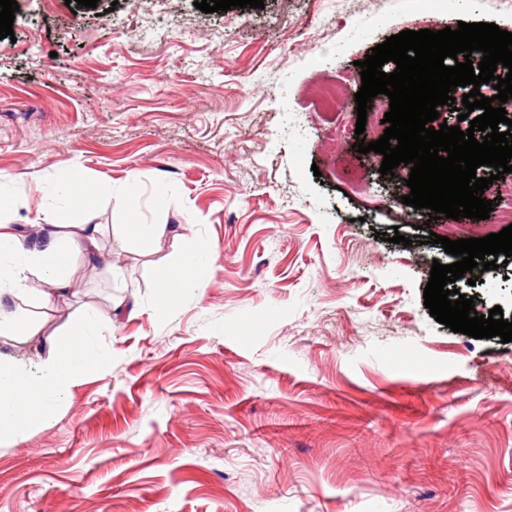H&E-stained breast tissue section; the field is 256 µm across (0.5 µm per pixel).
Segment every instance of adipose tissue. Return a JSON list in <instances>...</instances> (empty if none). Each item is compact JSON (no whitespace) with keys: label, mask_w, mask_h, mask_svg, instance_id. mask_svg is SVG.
<instances>
[{"label":"adipose tissue","mask_w":512,"mask_h":512,"mask_svg":"<svg viewBox=\"0 0 512 512\" xmlns=\"http://www.w3.org/2000/svg\"><path fill=\"white\" fill-rule=\"evenodd\" d=\"M72 183L68 177L50 190L57 208L67 209V223H58L55 210L41 211V232L31 239L17 225L0 222V298L12 300L0 305V336L20 342L41 335L42 319L53 305L79 293L78 265L113 268L111 255L99 247L101 225L89 223L82 209L68 204ZM34 279L40 283L36 291L30 288ZM101 328L93 312H76L63 340L50 342L34 376L0 358V438H23L35 421L47 418L52 403L65 399L73 384L102 370L103 359L89 350L91 337Z\"/></svg>","instance_id":"adipose-tissue-1"}]
</instances>
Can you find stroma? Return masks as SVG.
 I'll return each mask as SVG.
<instances>
[{"instance_id":"1","label":"stroma","mask_w":512,"mask_h":512,"mask_svg":"<svg viewBox=\"0 0 512 512\" xmlns=\"http://www.w3.org/2000/svg\"><path fill=\"white\" fill-rule=\"evenodd\" d=\"M17 0L0 40V214L27 224L43 189L111 184L87 208L120 279L79 269L80 306L112 327L106 360L49 421L0 441V512H512V342L437 322L423 292L454 256L413 239L405 191L372 154L343 163L358 63L404 30L493 23L512 0ZM339 84L338 106L314 95ZM140 195L129 214L130 191ZM166 224L143 257L112 227ZM215 245L205 288L162 287ZM137 311L114 316L113 298ZM475 309L512 322V261ZM0 337L37 373L45 339Z\"/></svg>"}]
</instances>
